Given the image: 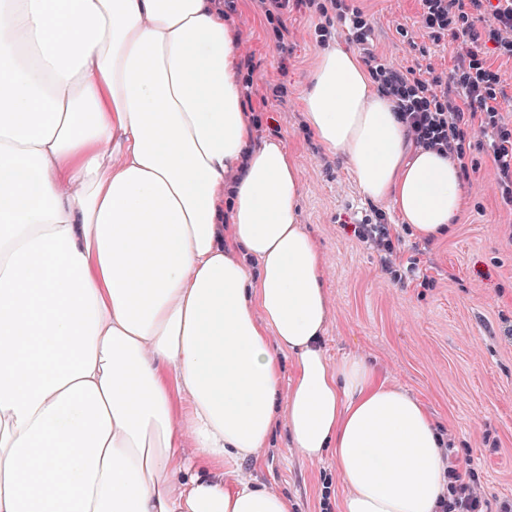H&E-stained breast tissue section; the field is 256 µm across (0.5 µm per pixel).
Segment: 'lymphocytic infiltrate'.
<instances>
[{
    "instance_id": "1",
    "label": "lymphocytic infiltrate",
    "mask_w": 512,
    "mask_h": 512,
    "mask_svg": "<svg viewBox=\"0 0 512 512\" xmlns=\"http://www.w3.org/2000/svg\"><path fill=\"white\" fill-rule=\"evenodd\" d=\"M419 2L424 34L433 43L447 40L452 45L450 70L386 63L375 45L373 17L356 0H251L284 57L290 55L295 35L291 10L337 25L356 48L377 92L392 102L411 144L446 155L466 173L474 167L466 143L478 140L495 165L502 202L512 207V122L503 115L504 105L512 102V90L491 61L495 55L512 59V0ZM237 80L251 127L263 134L268 108L286 103L288 87L282 82L258 85L249 55L238 61ZM352 232L378 254L383 271L394 281H402L404 272L417 270L419 255H400V236L381 212L354 222ZM442 440L446 489L436 512H512V499L492 506L469 453H455L450 434H443Z\"/></svg>"
}]
</instances>
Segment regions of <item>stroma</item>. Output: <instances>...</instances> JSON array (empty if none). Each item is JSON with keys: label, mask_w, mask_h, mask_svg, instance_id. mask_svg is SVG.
<instances>
[{"label": "stroma", "mask_w": 512, "mask_h": 512, "mask_svg": "<svg viewBox=\"0 0 512 512\" xmlns=\"http://www.w3.org/2000/svg\"><path fill=\"white\" fill-rule=\"evenodd\" d=\"M243 6L239 53L254 54L258 73L285 77L288 104L273 107L272 125L294 158L301 177L299 218L315 240L326 268L329 316L324 350L329 363L360 358L381 378L418 399L433 425L450 429L455 445L469 449L491 501L512 498V337L503 333L512 320V208L496 189V169L478 154L480 168L466 184L467 203L448 233L425 245L398 224L405 253L426 246L425 277L405 283L382 273L376 255L337 223V216L361 218L379 209L366 198L347 164L318 139L308 138L304 93L312 81L321 43L317 18L299 16L293 25L296 47L288 69L265 35L264 22ZM372 14L378 50L391 63L429 64L449 69V48L430 47L425 57L410 53L397 25L422 37L418 0H358ZM498 440L497 452L483 445L484 434ZM251 477L286 496L293 512H343L345 489L333 455L312 463L293 448L286 422H278L260 468Z\"/></svg>", "instance_id": "obj_1"}]
</instances>
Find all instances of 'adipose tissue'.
<instances>
[{"label": "adipose tissue", "mask_w": 512, "mask_h": 512, "mask_svg": "<svg viewBox=\"0 0 512 512\" xmlns=\"http://www.w3.org/2000/svg\"><path fill=\"white\" fill-rule=\"evenodd\" d=\"M236 39L214 0H0V512H290L239 475L282 415L344 512L436 510L423 405L325 357L300 173L254 136ZM304 104L366 197L447 233L458 166L410 150L356 54L326 49Z\"/></svg>", "instance_id": "1"}]
</instances>
